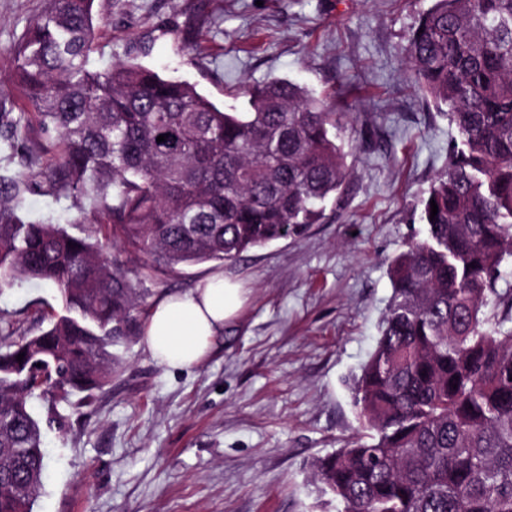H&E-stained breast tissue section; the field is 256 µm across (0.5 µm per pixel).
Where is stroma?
Segmentation results:
<instances>
[{
    "label": "stroma",
    "mask_w": 512,
    "mask_h": 512,
    "mask_svg": "<svg viewBox=\"0 0 512 512\" xmlns=\"http://www.w3.org/2000/svg\"><path fill=\"white\" fill-rule=\"evenodd\" d=\"M46 0H0V99L18 89L8 49ZM428 0H95L105 22L89 66L122 60L196 84L217 106L286 79L342 114L349 176L299 238L236 261L163 272L148 304L220 270L246 303L202 363L174 370L140 339L121 366L47 425L48 469L33 512H341L313 463L361 437L348 380L372 352L389 303L388 266L422 227L421 201L448 165L456 130L407 66ZM57 292L0 288L27 329L58 313Z\"/></svg>",
    "instance_id": "stroma-1"
}]
</instances>
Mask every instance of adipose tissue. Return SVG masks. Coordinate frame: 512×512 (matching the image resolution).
<instances>
[{
	"mask_svg": "<svg viewBox=\"0 0 512 512\" xmlns=\"http://www.w3.org/2000/svg\"><path fill=\"white\" fill-rule=\"evenodd\" d=\"M242 305L243 292L235 281L221 273L210 275L191 290L159 299L142 329V342L160 365L194 368Z\"/></svg>",
	"mask_w": 512,
	"mask_h": 512,
	"instance_id": "ef3b65f1",
	"label": "adipose tissue"
}]
</instances>
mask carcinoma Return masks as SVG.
I'll return each mask as SVG.
<instances>
[{"mask_svg":"<svg viewBox=\"0 0 512 512\" xmlns=\"http://www.w3.org/2000/svg\"><path fill=\"white\" fill-rule=\"evenodd\" d=\"M93 4L48 0L7 51L28 118L18 127L0 102V149L20 158L0 169V287L38 279L63 313L17 341L25 319L0 314V512H31L43 487L29 399L71 408L108 383L112 346L145 317L136 284L305 235L348 177L337 113L299 84H255L221 109L135 63L89 69ZM408 63L457 136L351 379L368 440L316 476L342 512H512V290L498 287L512 257V0H430ZM37 193L71 200L69 224L30 219Z\"/></svg>","mask_w":512,"mask_h":512,"instance_id":"obj_1","label":"carcinoma"}]
</instances>
